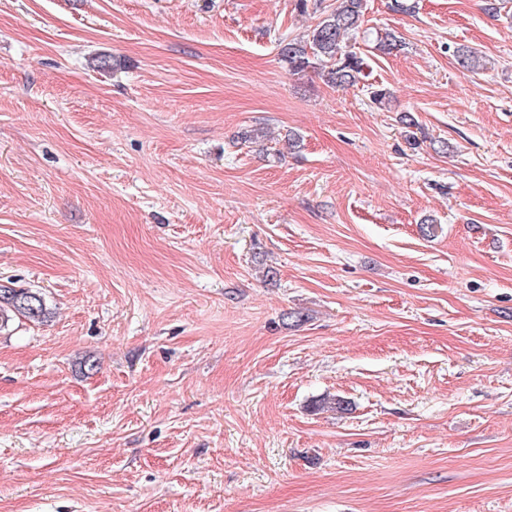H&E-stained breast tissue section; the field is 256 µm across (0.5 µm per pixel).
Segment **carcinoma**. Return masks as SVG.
I'll return each mask as SVG.
<instances>
[{
  "instance_id": "obj_1",
  "label": "carcinoma",
  "mask_w": 512,
  "mask_h": 512,
  "mask_svg": "<svg viewBox=\"0 0 512 512\" xmlns=\"http://www.w3.org/2000/svg\"><path fill=\"white\" fill-rule=\"evenodd\" d=\"M337 2L335 9L315 25L307 39L282 41L279 52L291 71L300 73L328 64L329 80L338 86H347L359 80L363 59L346 50L345 38L361 27L366 0ZM456 58L466 69L477 70L483 66L481 57L468 48L458 49ZM47 318L49 309L42 293L29 288L0 286V330L14 319L43 322Z\"/></svg>"
}]
</instances>
